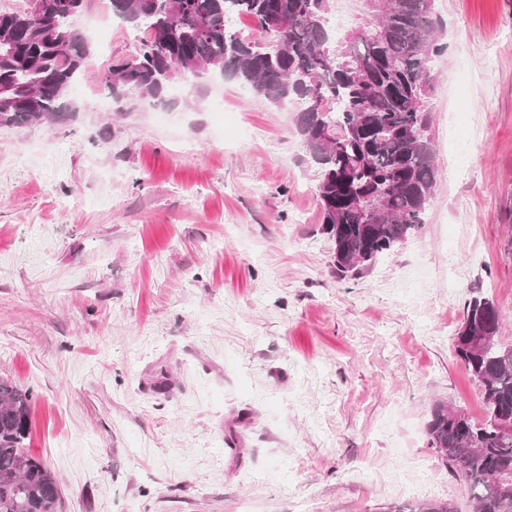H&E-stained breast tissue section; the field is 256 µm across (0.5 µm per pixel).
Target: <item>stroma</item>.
<instances>
[{
  "instance_id": "stroma-1",
  "label": "stroma",
  "mask_w": 512,
  "mask_h": 512,
  "mask_svg": "<svg viewBox=\"0 0 512 512\" xmlns=\"http://www.w3.org/2000/svg\"><path fill=\"white\" fill-rule=\"evenodd\" d=\"M437 13L426 223L345 278L297 105L215 74L114 96L141 33L76 18L75 118L0 125V380L57 512H472L425 424L484 414L453 351L473 289L512 343V0Z\"/></svg>"
}]
</instances>
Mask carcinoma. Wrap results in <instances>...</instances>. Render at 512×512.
I'll list each match as a JSON object with an SVG mask.
<instances>
[{
  "label": "carcinoma",
  "instance_id": "cac0c4a2",
  "mask_svg": "<svg viewBox=\"0 0 512 512\" xmlns=\"http://www.w3.org/2000/svg\"><path fill=\"white\" fill-rule=\"evenodd\" d=\"M60 0H41L39 16L0 11V125L24 126L74 116L69 94L90 55L88 37L61 17ZM332 0H110L112 14L142 30L140 54L117 62L105 83L162 100L177 78L215 72L237 79L275 106L300 101L296 127L321 168L317 187L333 264L358 276L418 234L438 183L431 62L442 51L435 0H364V24L332 39ZM246 15L264 33L281 34L277 50L231 26ZM161 43L165 53L152 47ZM502 314L479 291L467 302L454 355L480 389L484 417L448 400L433 403L430 447L462 482L474 512H512V344L501 341ZM29 395L0 380V512H56L53 473L25 451ZM409 512H457L425 501Z\"/></svg>",
  "mask_w": 512,
  "mask_h": 512
}]
</instances>
